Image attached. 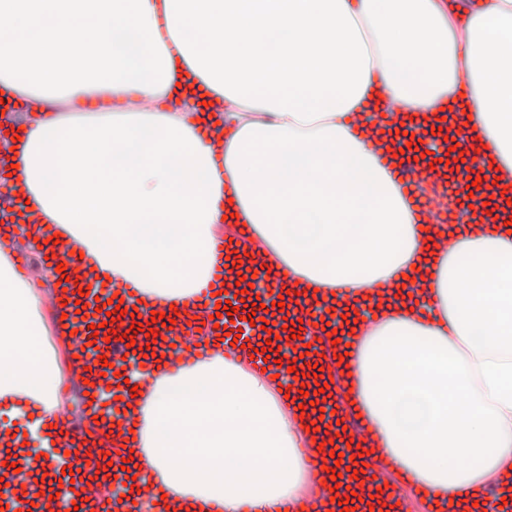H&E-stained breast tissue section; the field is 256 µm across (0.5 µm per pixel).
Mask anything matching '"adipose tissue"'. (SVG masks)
Segmentation results:
<instances>
[{
    "label": "adipose tissue",
    "mask_w": 512,
    "mask_h": 512,
    "mask_svg": "<svg viewBox=\"0 0 512 512\" xmlns=\"http://www.w3.org/2000/svg\"><path fill=\"white\" fill-rule=\"evenodd\" d=\"M184 75L223 111L198 112ZM97 97L122 107L67 110ZM0 99L34 114L8 155L25 243L44 255L58 236L86 257L82 279L185 303L233 213L266 266L321 296L398 290L365 309L336 371L374 457L435 512H481L475 500L512 470V231L421 233L416 189L369 123L465 110L482 158L512 177V0H0ZM16 242L0 233V411L29 418L8 425L10 463L84 370L52 365L46 338L68 323L58 308L44 322L48 295L15 272ZM288 385L218 352L174 358L126 396L130 428L113 441L182 512H264L314 487L313 435Z\"/></svg>",
    "instance_id": "obj_1"
}]
</instances>
